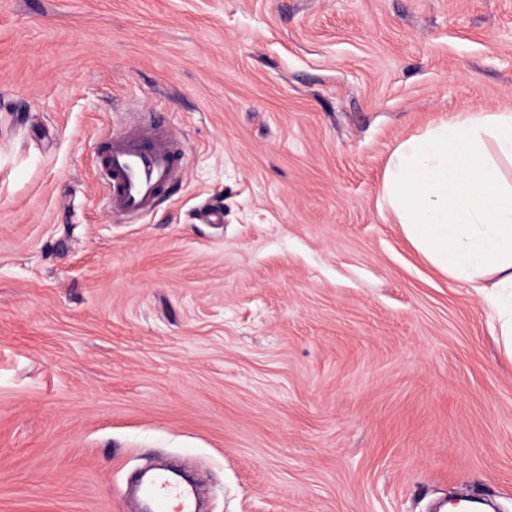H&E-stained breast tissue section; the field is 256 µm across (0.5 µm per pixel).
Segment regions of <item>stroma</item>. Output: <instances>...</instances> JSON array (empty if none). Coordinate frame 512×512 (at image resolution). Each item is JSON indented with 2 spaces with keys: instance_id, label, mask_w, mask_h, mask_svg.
<instances>
[{
  "instance_id": "1",
  "label": "stroma",
  "mask_w": 512,
  "mask_h": 512,
  "mask_svg": "<svg viewBox=\"0 0 512 512\" xmlns=\"http://www.w3.org/2000/svg\"><path fill=\"white\" fill-rule=\"evenodd\" d=\"M155 110L185 172L124 224L94 152ZM466 112L512 113V0H0V512L158 463L203 512H512L496 313L382 198Z\"/></svg>"
}]
</instances>
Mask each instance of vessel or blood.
I'll list each match as a JSON object with an SVG mask.
<instances>
[{
  "mask_svg": "<svg viewBox=\"0 0 512 512\" xmlns=\"http://www.w3.org/2000/svg\"><path fill=\"white\" fill-rule=\"evenodd\" d=\"M106 204L114 217L132 223L150 214L167 196L184 170V152L168 124L157 113L130 117L123 130L97 147ZM153 512H167L169 498L182 494L181 512H190V489L176 491L166 474L152 475L143 487Z\"/></svg>",
  "mask_w": 512,
  "mask_h": 512,
  "instance_id": "obj_1",
  "label": "vessel or blood"
}]
</instances>
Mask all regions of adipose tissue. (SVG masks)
<instances>
[{
	"mask_svg": "<svg viewBox=\"0 0 512 512\" xmlns=\"http://www.w3.org/2000/svg\"><path fill=\"white\" fill-rule=\"evenodd\" d=\"M500 157L512 161V113H465L397 147L383 198L411 245L441 272L471 283L494 276L484 298L512 355V185L502 180Z\"/></svg>",
	"mask_w": 512,
	"mask_h": 512,
	"instance_id": "1",
	"label": "adipose tissue"
}]
</instances>
